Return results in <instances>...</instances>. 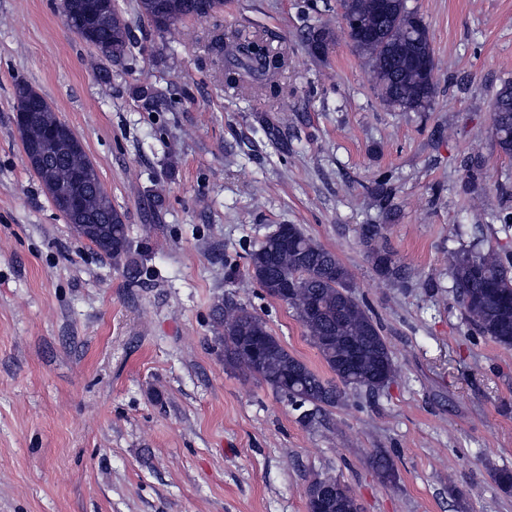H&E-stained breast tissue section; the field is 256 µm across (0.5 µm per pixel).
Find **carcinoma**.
Returning <instances> with one entry per match:
<instances>
[{
  "mask_svg": "<svg viewBox=\"0 0 512 512\" xmlns=\"http://www.w3.org/2000/svg\"><path fill=\"white\" fill-rule=\"evenodd\" d=\"M336 0L355 52L368 64L382 101L392 109L422 112L436 94V76L418 70L413 61L429 58L437 68L426 24L407 0ZM223 6V0H137L139 15L159 38L166 40L188 18H207ZM61 10L79 21L77 34L92 43L105 59H125L134 35L115 0H61ZM335 44L333 30L312 27L307 37L308 53L322 59ZM213 48L225 54V80L244 84L265 80L283 65V56L263 37H237L225 43L213 40ZM14 104L41 95L27 82L14 85ZM60 123L48 103L32 112L28 135L22 140L28 157L46 159L49 168H33L54 207L69 224L96 225L94 235L108 237L112 247L105 255L123 266L132 280L141 277L129 245L128 225L112 205L99 196L101 180L82 145L61 152L48 136L49 127ZM491 135L501 154L512 156V82H504L492 101ZM386 224H367L361 242L376 272L404 285L413 270L396 259L387 244ZM452 292L467 324L478 335L507 349L512 348V254L493 248L472 247L448 255ZM251 279L266 295L283 300L317 348L333 374L326 379L290 354L255 313L233 301L215 307L213 315L224 330V357L244 375L252 376L303 410L302 420L312 423L341 405L348 395H370L384 389L390 378L383 369L394 366L391 349L373 312L355 295L354 275L337 258L297 224L287 232L268 234L247 253ZM288 297H283V293ZM261 343L253 357L245 346ZM385 483H396L392 461L385 455L373 460ZM329 512H361L349 488L340 491L337 506Z\"/></svg>",
  "mask_w": 512,
  "mask_h": 512,
  "instance_id": "cac0c4a2",
  "label": "carcinoma"
}]
</instances>
